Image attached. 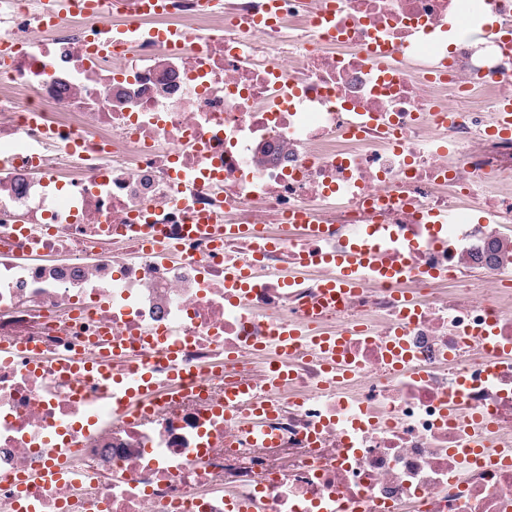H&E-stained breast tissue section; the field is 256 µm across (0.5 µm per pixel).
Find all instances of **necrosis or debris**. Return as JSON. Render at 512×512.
Here are the masks:
<instances>
[{
    "mask_svg": "<svg viewBox=\"0 0 512 512\" xmlns=\"http://www.w3.org/2000/svg\"><path fill=\"white\" fill-rule=\"evenodd\" d=\"M46 2L0 0V512H512V465L459 454L512 449V262L478 260L512 252V48L470 0ZM112 22L146 33L91 56ZM202 212L265 234H186ZM356 237L358 293L285 284ZM53 452L70 478L35 482Z\"/></svg>",
    "mask_w": 512,
    "mask_h": 512,
    "instance_id": "obj_1",
    "label": "necrosis or debris"
}]
</instances>
